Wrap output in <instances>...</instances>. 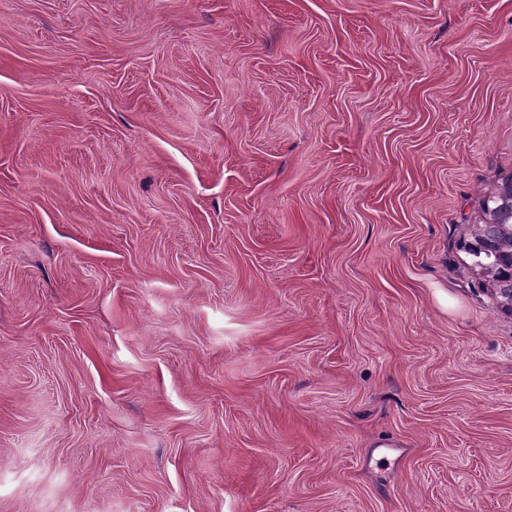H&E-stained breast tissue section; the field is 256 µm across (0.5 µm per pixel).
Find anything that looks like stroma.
<instances>
[{
  "label": "stroma",
  "instance_id": "stroma-1",
  "mask_svg": "<svg viewBox=\"0 0 512 512\" xmlns=\"http://www.w3.org/2000/svg\"><path fill=\"white\" fill-rule=\"evenodd\" d=\"M512 0H0V512H512ZM500 192L494 193L484 201L485 220L483 224H478L475 233L478 236L474 238V241H479L482 248L477 253L469 252L478 259L477 263L492 265L497 269L496 280L511 283L512 286L509 274L512 235L508 232L512 225V215L507 207L502 206Z\"/></svg>",
  "mask_w": 512,
  "mask_h": 512
}]
</instances>
